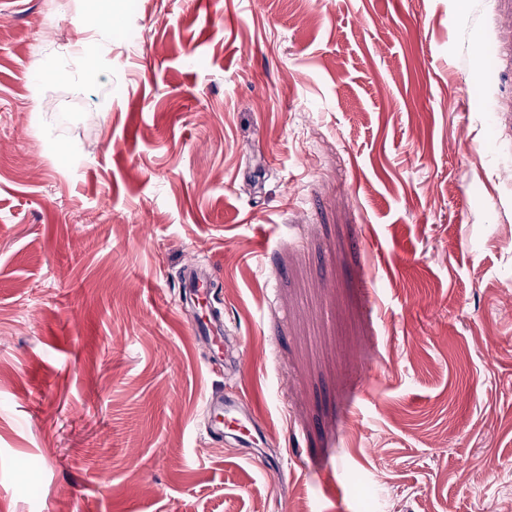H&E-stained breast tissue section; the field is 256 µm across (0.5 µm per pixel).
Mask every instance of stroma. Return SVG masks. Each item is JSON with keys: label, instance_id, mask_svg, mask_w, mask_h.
I'll return each mask as SVG.
<instances>
[{"label": "stroma", "instance_id": "1", "mask_svg": "<svg viewBox=\"0 0 512 512\" xmlns=\"http://www.w3.org/2000/svg\"><path fill=\"white\" fill-rule=\"evenodd\" d=\"M190 261L236 370L178 306ZM215 390L281 472L206 437ZM509 489L512 0H119L106 31L0 0V512Z\"/></svg>", "mask_w": 512, "mask_h": 512}]
</instances>
